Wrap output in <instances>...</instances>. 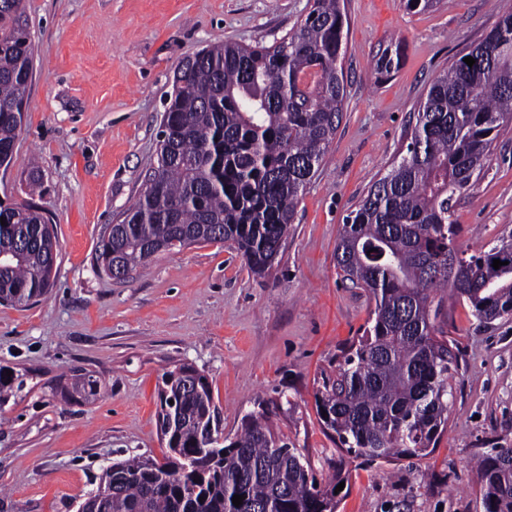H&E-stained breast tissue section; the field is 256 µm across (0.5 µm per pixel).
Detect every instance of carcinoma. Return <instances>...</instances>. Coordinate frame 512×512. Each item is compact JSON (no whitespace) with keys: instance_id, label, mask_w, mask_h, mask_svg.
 I'll return each mask as SVG.
<instances>
[{"instance_id":"carcinoma-1","label":"carcinoma","mask_w":512,"mask_h":512,"mask_svg":"<svg viewBox=\"0 0 512 512\" xmlns=\"http://www.w3.org/2000/svg\"><path fill=\"white\" fill-rule=\"evenodd\" d=\"M24 0H0V166L11 162L29 111L33 45ZM348 31L343 0H313L308 14L267 46L223 42L177 69L162 118L156 165L124 219L100 240L98 271L147 266L162 251L221 243L249 269L268 272L288 238L299 199L341 122ZM468 55L439 74L420 102L405 152L346 216L335 249L342 279L368 290L370 326L315 394L325 433L373 462L426 457L448 424L454 363L438 319L445 296L466 301L483 324L512 317V234L468 257L455 246V196L473 186L500 127L512 121V7ZM399 51L379 57L397 72ZM0 302L46 294L57 239L31 203L0 204ZM504 265L496 269L493 260ZM466 274L454 288L448 271ZM73 393L100 380L73 375ZM165 462L133 459L103 469L84 512H336L335 486L262 418L249 416L229 444L208 378L188 364L163 373L157 392ZM222 449L220 455L216 449ZM485 512H512V446L482 457ZM243 495V506L232 503Z\"/></svg>"}]
</instances>
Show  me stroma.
<instances>
[{"label":"stroma","mask_w":512,"mask_h":512,"mask_svg":"<svg viewBox=\"0 0 512 512\" xmlns=\"http://www.w3.org/2000/svg\"><path fill=\"white\" fill-rule=\"evenodd\" d=\"M312 4L25 0L31 109L0 167V201L46 212L59 251L47 296L0 304V368L22 382L0 406V512H78L113 462L163 460L156 388L178 363L207 377L225 439L263 411L321 485L345 478L336 512H484L473 463L512 444V319L482 325L468 304L447 302L458 365L448 426L428 457L369 463L340 450L314 394L374 308L369 291L348 287L336 269L344 219L404 149L435 77L495 25L491 0L423 12L405 0H345L343 118L269 275L216 243L158 254L121 281L96 267L107 225L145 189L181 62L218 42L272 45ZM389 46L402 64L387 79L376 62ZM455 219L471 253L512 233V122L457 195ZM75 369L100 379L97 400L67 395Z\"/></svg>","instance_id":"1"}]
</instances>
